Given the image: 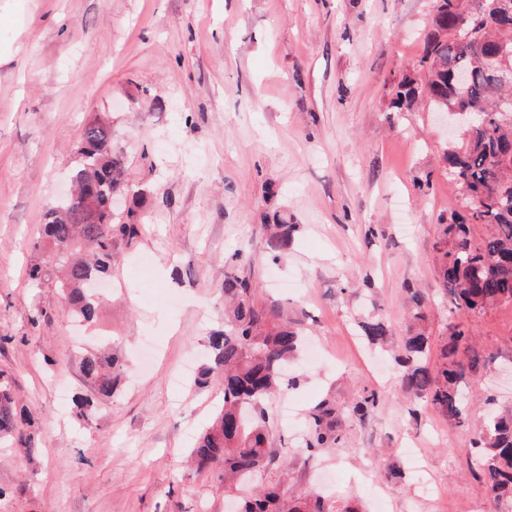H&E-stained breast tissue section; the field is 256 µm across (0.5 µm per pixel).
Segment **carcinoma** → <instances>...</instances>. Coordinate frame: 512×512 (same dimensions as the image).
Segmentation results:
<instances>
[{"mask_svg": "<svg viewBox=\"0 0 512 512\" xmlns=\"http://www.w3.org/2000/svg\"><path fill=\"white\" fill-rule=\"evenodd\" d=\"M435 15L424 33V54L419 60L426 79L403 77L391 99L401 112L425 96L436 109L454 107L479 112L483 120L466 130L465 138L448 147L444 161L461 196L459 208L440 218L438 276L455 308L470 318L501 305L512 304V121L494 111L506 91L501 72L486 63L490 55L509 56L512 65V0H500L488 9L480 0H434ZM479 33L475 48L464 39L459 22ZM466 73V87L455 84V74ZM79 166L72 176L78 205L61 201L49 207L43 229L47 246L44 264L30 269V278L56 280L68 316L81 322L98 318L99 297L91 292L94 281L112 267V246L118 238L132 239L144 218L136 206L124 210L112 204L123 194V162L112 153L109 126L100 119L86 122L78 134ZM483 224L488 231L474 233ZM271 260L279 261L291 248L298 225L278 215L264 218ZM224 328L208 337L207 362L195 379L223 392V403L196 432L190 448L193 465L224 482V490L237 497V512H355L319 493L286 496L283 481L288 463L273 447L268 404L281 390L297 384L288 365L298 359L303 344L302 316L288 317L276 302L257 297L251 277L224 274ZM408 325L399 354L396 380L401 391L438 406L448 422L466 424L467 398L463 376L476 369L477 360L466 356L470 330L455 326L444 351L445 366L426 362L429 336L425 334L426 291L407 289ZM362 336L372 346H384L390 330L378 316L359 322ZM92 395L79 397L75 407L82 416L94 414L99 400L111 398L121 385L126 367L116 353L91 352L80 361ZM380 404L379 393L363 387L350 417L364 419ZM343 414L326 398L309 412L305 447L327 452L345 443ZM27 418L17 409L13 386L0 373V442L18 440L33 454L31 435L24 431ZM467 452L476 457L478 479L497 500H512V413H491Z\"/></svg>", "mask_w": 512, "mask_h": 512, "instance_id": "cac0c4a2", "label": "carcinoma"}]
</instances>
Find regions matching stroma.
I'll list each match as a JSON object with an SVG mask.
<instances>
[{"label": "stroma", "mask_w": 512, "mask_h": 512, "mask_svg": "<svg viewBox=\"0 0 512 512\" xmlns=\"http://www.w3.org/2000/svg\"><path fill=\"white\" fill-rule=\"evenodd\" d=\"M432 13L433 0H0V371L36 448L0 444V512H231L223 483L186 456L223 399L191 375L224 324L220 288L240 249L259 296L305 312L321 352L272 418L292 488L321 486L361 512H512L466 453L488 412L512 409V305L454 311L434 249L459 196L446 141L427 102L390 105L404 75L422 74ZM94 118L146 222L115 242L99 319L78 326L27 272ZM271 213L300 227L277 264L260 230ZM408 285L430 294L431 365L454 325L475 338L467 428L406 398L359 336L373 312L403 336ZM103 336L128 371L84 419L71 402L88 391L79 361ZM361 386L383 401L345 421V448H302L308 412L326 397L349 410Z\"/></svg>", "instance_id": "stroma-1"}]
</instances>
